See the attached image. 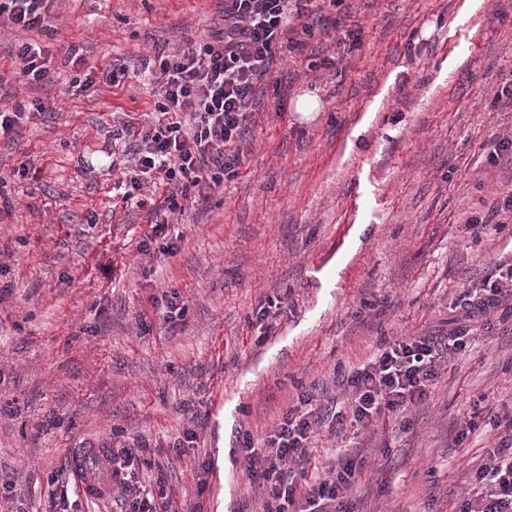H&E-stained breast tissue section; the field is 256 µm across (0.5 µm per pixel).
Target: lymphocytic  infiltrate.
<instances>
[{
	"label": "lymphocytic infiltrate",
	"mask_w": 512,
	"mask_h": 512,
	"mask_svg": "<svg viewBox=\"0 0 512 512\" xmlns=\"http://www.w3.org/2000/svg\"><path fill=\"white\" fill-rule=\"evenodd\" d=\"M55 0H0V25L42 30ZM301 0H224L222 27L207 40L174 54L158 49L152 72L163 102L160 119L135 133L137 177L161 175L166 194L160 209L175 211L180 202H196L221 187L240 165L248 134L250 105L283 48H299L295 30L312 35ZM299 27H292V20ZM189 125H182L181 116ZM512 302V258L496 263L492 273L468 289L456 327L441 335L403 336L338 384L348 393L350 426L369 428L387 413H403L422 402L449 357L462 354L475 332L487 328L503 303ZM316 396L303 394L275 428L254 441L238 433L236 446L251 481L265 485L263 512H351V495L365 463L361 447L346 449L313 480H306L309 441L324 421L312 409ZM496 448L477 467L482 487L464 512H512V412L493 421ZM149 451L141 443L112 452V500L119 512H172L164 479L155 487L138 485L134 471Z\"/></svg>",
	"instance_id": "1"
}]
</instances>
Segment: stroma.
Returning <instances> with one entry per match:
<instances>
[{"mask_svg": "<svg viewBox=\"0 0 512 512\" xmlns=\"http://www.w3.org/2000/svg\"><path fill=\"white\" fill-rule=\"evenodd\" d=\"M463 2L306 0L325 31L279 53L237 175L156 236L158 192L117 185L135 164L129 131L158 118L146 66L156 46L207 38L221 0H57L45 31L0 27V99L49 109L0 141V512H43L63 489L69 512H115L81 496L68 456L116 440L149 444L137 476H166L176 512H262L238 431L263 438L306 391L345 412L336 373L382 340L454 327L460 293L512 255V222L466 229L512 189V158L495 152L512 133V0L467 20ZM28 38L51 55L50 83L19 74ZM72 48L98 70L89 90L72 85ZM111 64L130 69L121 85L105 82ZM306 93L310 121L295 110ZM174 295L185 314L169 320ZM509 410L504 309L409 412L361 438L323 426L307 469L357 443L355 512H461L489 420ZM189 425L197 438L175 454Z\"/></svg>", "mask_w": 512, "mask_h": 512, "instance_id": "35a3bbf8", "label": "stroma"}]
</instances>
